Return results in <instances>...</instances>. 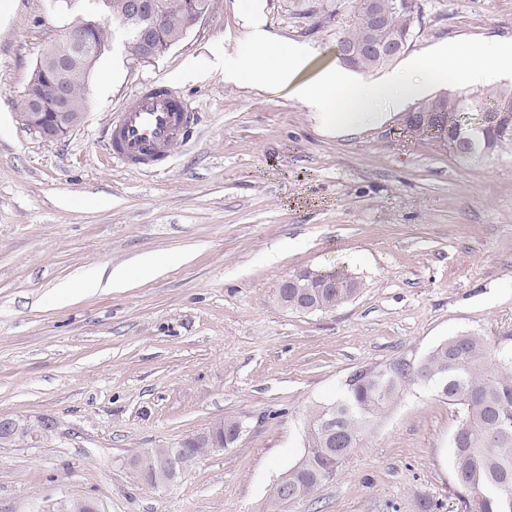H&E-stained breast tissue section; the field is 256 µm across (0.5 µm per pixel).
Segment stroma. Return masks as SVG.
I'll return each mask as SVG.
<instances>
[{
  "instance_id": "35a3bbf8",
  "label": "stroma",
  "mask_w": 512,
  "mask_h": 512,
  "mask_svg": "<svg viewBox=\"0 0 512 512\" xmlns=\"http://www.w3.org/2000/svg\"><path fill=\"white\" fill-rule=\"evenodd\" d=\"M407 50L512 38V0H423ZM356 0H262L273 38L336 62ZM71 21L49 0H0V416L53 421L0 447V512H56L68 495L100 512H266L316 406L355 371L419 362L462 332L512 349V146L462 163L403 115L354 137L324 134L288 87L177 84L190 139L155 174L113 161L123 103L186 63L236 54L238 0H210L178 45L149 62L111 48L89 79L84 123L42 139L18 118L43 50ZM125 266L124 287L92 282ZM342 266L362 292L332 311L291 312L280 280ZM228 417L249 430L165 488L130 461ZM459 413L417 384L374 418L339 471L288 512H457Z\"/></svg>"
}]
</instances>
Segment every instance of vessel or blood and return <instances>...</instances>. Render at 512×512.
Listing matches in <instances>:
<instances>
[{"label": "vessel or blood", "instance_id": "b4317fda", "mask_svg": "<svg viewBox=\"0 0 512 512\" xmlns=\"http://www.w3.org/2000/svg\"><path fill=\"white\" fill-rule=\"evenodd\" d=\"M190 118L187 104L172 87L162 82L144 86L112 124V155L134 171L161 168L172 147L187 140Z\"/></svg>", "mask_w": 512, "mask_h": 512}]
</instances>
